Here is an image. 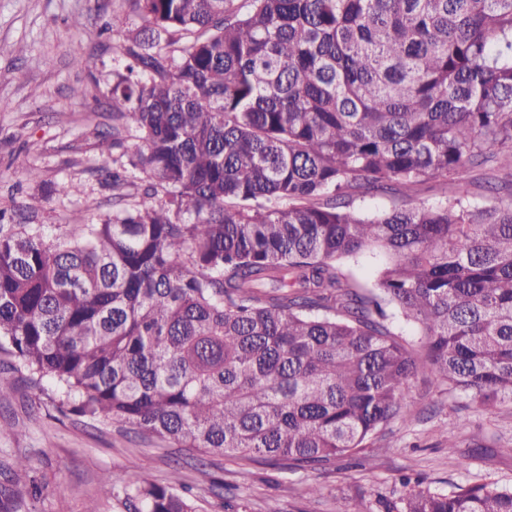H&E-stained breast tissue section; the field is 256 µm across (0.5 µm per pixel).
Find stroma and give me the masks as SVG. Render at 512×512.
<instances>
[{"label": "stroma", "instance_id": "35a3bbf8", "mask_svg": "<svg viewBox=\"0 0 512 512\" xmlns=\"http://www.w3.org/2000/svg\"><path fill=\"white\" fill-rule=\"evenodd\" d=\"M142 20L128 0H0V209L18 224H82L112 213V183L98 170L112 133L106 106L131 59L114 28ZM84 59L75 66L73 57ZM36 168L28 180L23 169ZM68 191L60 195L57 183ZM414 414L394 420L358 455L294 469L187 451L116 424L60 412L20 389L0 399V489L38 512H126L98 501L103 473L137 472L174 487L196 512H386L410 488L447 493L483 481L512 488V403L473 406L427 373L412 380ZM30 457L31 475L14 472ZM227 492L217 495L213 480ZM317 494H309V487Z\"/></svg>", "mask_w": 512, "mask_h": 512}]
</instances>
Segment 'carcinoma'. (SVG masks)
I'll return each instance as SVG.
<instances>
[{
  "label": "carcinoma",
  "mask_w": 512,
  "mask_h": 512,
  "mask_svg": "<svg viewBox=\"0 0 512 512\" xmlns=\"http://www.w3.org/2000/svg\"><path fill=\"white\" fill-rule=\"evenodd\" d=\"M145 22L109 106L134 142L112 216L0 223V351L91 420L300 467L411 414L419 368L512 401V0H129ZM194 35L184 46L176 32ZM144 194L121 190L135 173ZM455 190L448 194V180ZM438 182L433 205L408 198ZM371 192L402 203L369 218ZM386 255L375 290L344 271ZM421 329L424 361L388 322ZM126 512H195L138 473ZM387 512H512V489H417ZM471 185V203L477 206H490L504 197L503 192L495 193L487 189L486 176L482 171H473L470 173Z\"/></svg>",
  "instance_id": "cac0c4a2"
}]
</instances>
